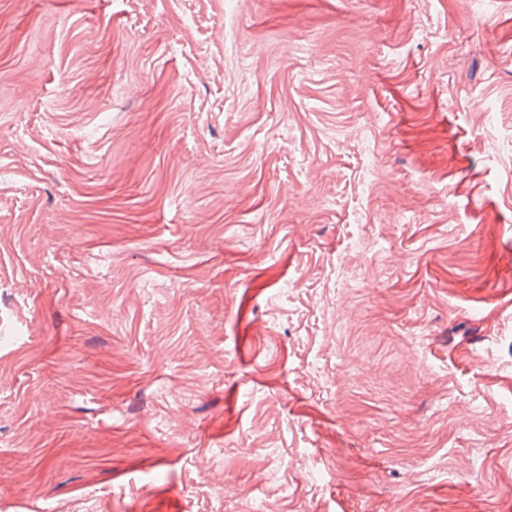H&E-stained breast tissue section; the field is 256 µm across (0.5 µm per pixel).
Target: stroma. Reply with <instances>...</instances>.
Instances as JSON below:
<instances>
[{"mask_svg": "<svg viewBox=\"0 0 512 512\" xmlns=\"http://www.w3.org/2000/svg\"><path fill=\"white\" fill-rule=\"evenodd\" d=\"M0 512H512V0H0Z\"/></svg>", "mask_w": 512, "mask_h": 512, "instance_id": "35a3bbf8", "label": "stroma"}]
</instances>
